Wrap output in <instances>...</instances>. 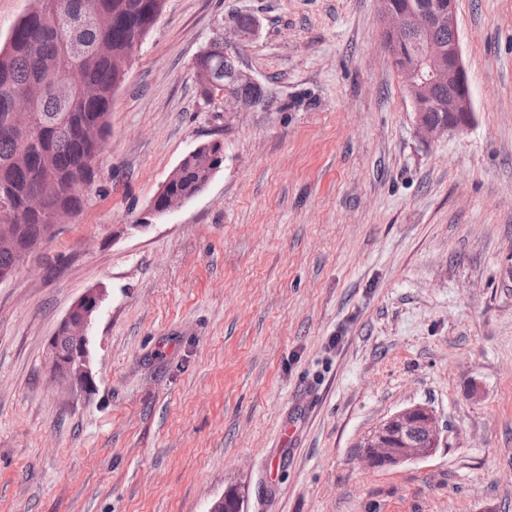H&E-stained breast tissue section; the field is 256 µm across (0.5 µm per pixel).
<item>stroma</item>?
Wrapping results in <instances>:
<instances>
[{"label":"stroma","instance_id":"35a3bbf8","mask_svg":"<svg viewBox=\"0 0 512 512\" xmlns=\"http://www.w3.org/2000/svg\"><path fill=\"white\" fill-rule=\"evenodd\" d=\"M239 11L272 110L200 94ZM474 123L423 140L378 0H166L112 101L81 213L0 285V512H512V0H457ZM218 139L193 201L144 217ZM106 291L92 383L46 342ZM432 407L431 456L360 443Z\"/></svg>","mask_w":512,"mask_h":512}]
</instances>
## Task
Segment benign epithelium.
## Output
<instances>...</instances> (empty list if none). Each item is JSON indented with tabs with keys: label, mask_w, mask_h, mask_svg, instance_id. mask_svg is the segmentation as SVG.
<instances>
[{
	"label": "benign epithelium",
	"mask_w": 512,
	"mask_h": 512,
	"mask_svg": "<svg viewBox=\"0 0 512 512\" xmlns=\"http://www.w3.org/2000/svg\"><path fill=\"white\" fill-rule=\"evenodd\" d=\"M384 30L397 38L415 33L421 36L435 27L446 24L448 30L457 32L456 0H425L415 10L399 11L381 9ZM248 33L242 30L234 17L224 19V56H229L231 38L243 39ZM448 74L442 78L438 63L442 48L431 41L425 43L412 63L397 69L411 84L431 89L448 84L447 107L452 122L436 123L422 111L424 102L412 101L417 133L426 140L452 138L466 131L473 123L472 94L468 70L462 58L459 36L448 40ZM48 196L41 190L29 195L28 208L47 215L52 232L65 223L71 215L60 209H48ZM104 300V289H87L70 307L59 324L56 334L46 344L45 369L50 379L58 380L72 389L86 387L90 380V332ZM69 340L65 354L56 348L58 335ZM438 417L434 410L424 405L404 408L376 426L361 442L362 458L371 468L393 467L412 460L426 458L439 447Z\"/></svg>",
	"instance_id": "1"
}]
</instances>
